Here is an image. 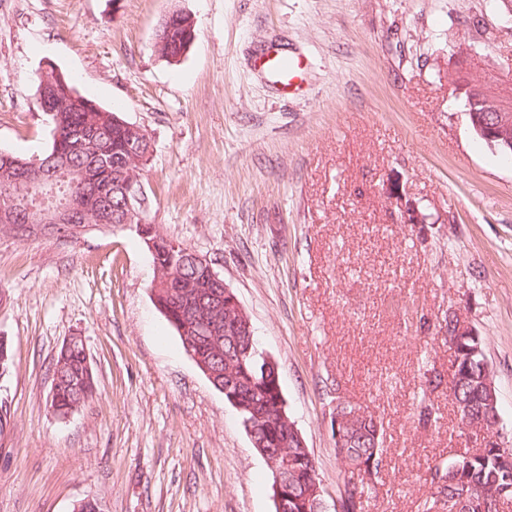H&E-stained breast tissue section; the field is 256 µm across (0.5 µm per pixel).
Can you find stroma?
<instances>
[{"label":"stroma","mask_w":512,"mask_h":512,"mask_svg":"<svg viewBox=\"0 0 512 512\" xmlns=\"http://www.w3.org/2000/svg\"><path fill=\"white\" fill-rule=\"evenodd\" d=\"M174 10L197 37L171 64L155 42ZM510 28L503 0H0V150L50 148L33 106L50 63L142 127L146 218L242 303L328 512L344 477L340 400L383 426L366 512H416L429 465L466 446L446 387L425 391L451 367L448 311L482 337L512 435V157L474 133L454 83L464 47L469 71L512 83ZM269 43L308 58L299 95L254 69ZM397 189L425 223L393 222ZM154 277L133 227L0 225V512L85 498L103 512H275L265 461L155 308ZM72 336L96 394L63 419L48 396ZM424 395L439 417L427 427Z\"/></svg>","instance_id":"1"}]
</instances>
